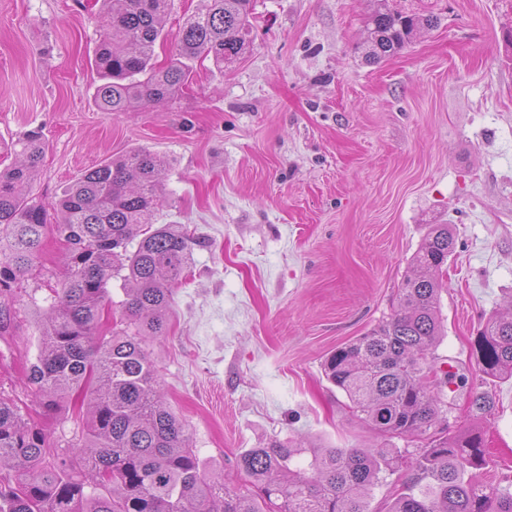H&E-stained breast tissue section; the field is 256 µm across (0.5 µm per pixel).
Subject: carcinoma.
Here are the masks:
<instances>
[{"mask_svg": "<svg viewBox=\"0 0 512 512\" xmlns=\"http://www.w3.org/2000/svg\"><path fill=\"white\" fill-rule=\"evenodd\" d=\"M95 66L102 112H130L160 102L188 83L197 61L222 69L246 48L255 0H198L179 29L170 63L154 62L162 19L174 0H99ZM377 0L368 20L366 59L391 56L414 33L436 23ZM18 165L0 172V335L17 317L16 286L41 272L43 237L65 247V272L52 289L49 316L26 380L43 413L85 406L80 433L62 445L0 393V512H370L369 500L396 471L392 448L315 449L306 469L293 468L304 449L271 440L241 454L237 468L253 490H231L225 476L190 448L185 421L166 404L145 349L168 331L172 288L189 265L194 237L155 224L169 162L135 150L87 171L56 203L60 217L30 195L43 158L42 130L16 143ZM455 250L449 225L431 224L411 258L391 316L337 348L326 378L363 420L391 440L428 433L438 419L440 388L418 376L443 336L439 274ZM121 281L120 323L102 327L112 306L109 285ZM478 368L512 378V314H495L477 333ZM420 449L411 477L386 512H512V487L481 481L489 465L476 425L453 429Z\"/></svg>", "mask_w": 512, "mask_h": 512, "instance_id": "1", "label": "carcinoma"}]
</instances>
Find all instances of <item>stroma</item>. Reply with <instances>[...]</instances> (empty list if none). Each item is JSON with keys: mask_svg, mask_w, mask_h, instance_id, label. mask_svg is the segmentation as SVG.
<instances>
[{"mask_svg": "<svg viewBox=\"0 0 512 512\" xmlns=\"http://www.w3.org/2000/svg\"><path fill=\"white\" fill-rule=\"evenodd\" d=\"M436 16L402 51L364 59L374 0H257L240 60L196 64L167 102L100 112L90 0H0V170L41 129L31 186L55 202L89 168L146 149L170 169L161 224L196 243L173 290L167 335L148 342L170 408L199 456L247 485L237 457L274 439L305 447L379 448L384 439L327 381L336 347L390 317L429 225H452L443 274L445 334L433 351L451 381L441 399L467 426L469 401L512 483V379L486 380L472 342L512 305V0H394ZM63 246L47 237L44 276L23 282L0 343V391L26 398L45 297ZM397 471L377 488L383 512L411 473L420 439H396Z\"/></svg>", "mask_w": 512, "mask_h": 512, "instance_id": "35a3bbf8", "label": "stroma"}]
</instances>
